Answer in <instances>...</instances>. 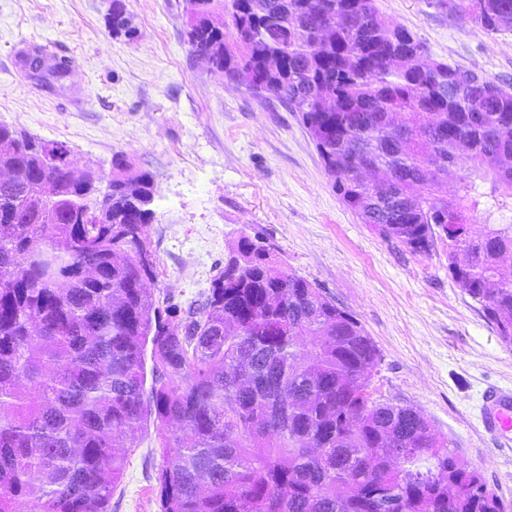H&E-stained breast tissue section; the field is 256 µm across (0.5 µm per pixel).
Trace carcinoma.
<instances>
[{"mask_svg":"<svg viewBox=\"0 0 512 512\" xmlns=\"http://www.w3.org/2000/svg\"><path fill=\"white\" fill-rule=\"evenodd\" d=\"M187 2L192 52L299 113L384 239L447 241L448 273L512 348V223L471 224L512 209V89L429 58L376 0H224L223 25L219 0ZM433 5L512 28V0ZM109 26L135 34L123 0ZM70 153L0 123V512H111L150 422L161 512H508L419 411L374 397L364 326L266 239L238 238L198 298L154 299L156 257L132 236L155 220L153 176L116 153L97 198ZM364 163L383 177L365 183Z\"/></svg>","mask_w":512,"mask_h":512,"instance_id":"cac0c4a2","label":"carcinoma"}]
</instances>
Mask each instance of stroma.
Listing matches in <instances>:
<instances>
[{"label":"stroma","instance_id":"35a3bbf8","mask_svg":"<svg viewBox=\"0 0 512 512\" xmlns=\"http://www.w3.org/2000/svg\"><path fill=\"white\" fill-rule=\"evenodd\" d=\"M110 0H0V123L66 142L72 167L112 172L119 153L152 173L154 296H195L230 243L260 236L351 311L380 359L378 396L419 410L462 465L512 503V454L481 431L484 390L512 387V349L448 273V248L415 255L380 237L337 196L298 113L228 83L191 53L186 0H125L135 39L113 36ZM429 55L512 85V30L495 34L430 6L377 0ZM39 50L33 75L21 59ZM62 58L63 78L50 69ZM112 512H160L153 429L136 434Z\"/></svg>","mask_w":512,"mask_h":512}]
</instances>
